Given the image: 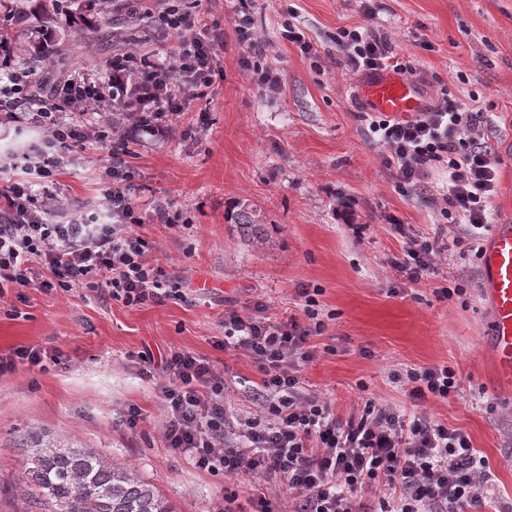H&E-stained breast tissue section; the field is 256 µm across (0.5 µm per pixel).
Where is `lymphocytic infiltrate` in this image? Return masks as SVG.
<instances>
[{
  "label": "lymphocytic infiltrate",
  "instance_id": "obj_1",
  "mask_svg": "<svg viewBox=\"0 0 512 512\" xmlns=\"http://www.w3.org/2000/svg\"><path fill=\"white\" fill-rule=\"evenodd\" d=\"M358 3L364 22L337 32L338 64L354 76L383 69L412 73L410 62L375 30L376 0ZM161 23L180 37L171 61L154 65L132 53L112 62L114 73L135 72L134 84L117 86L115 93H135L140 109L132 113L130 124L150 137L173 130L191 101L206 96L222 71L201 18L173 6ZM234 23L247 49L243 66L259 88L277 91L279 75L257 54L262 38L249 17L235 15ZM13 57L10 38L1 34L0 70H6L7 80L0 83V113L13 119L16 104L28 103L44 136L37 151L10 160L11 167L23 170L24 179L0 184V298L34 286L48 294L91 288L131 307L182 299L179 288L167 287L162 265L152 260L153 246L139 232V208L123 188L133 177L125 162L128 143H107L104 131L74 119L105 102L106 93L77 75L57 89L51 105H44L30 92L32 73L12 70ZM357 117L381 147V160L399 188L418 189L429 167L447 166L441 222L463 228L473 242H480L492 220L499 165L484 141L483 112L443 90L427 111L407 119L368 111ZM78 142L109 144L113 187L106 193V209L65 222L53 185L68 162V150ZM442 253L438 239L411 236L392 266L417 282L433 272ZM301 296L299 319L272 321L260 303L250 314L224 315L218 348L248 353L261 374L262 410L243 421L240 440L227 437L223 372L194 352L170 350L163 360L166 378L159 386L168 410L163 433L168 447L215 473L278 476L282 490L296 501L293 512H358L360 494L376 501L375 512H463L474 505L492 484L485 461L477 457L465 432L420 410L428 400L445 401L459 393L456 371L435 365L397 373L418 409L413 416L368 398L356 413L340 417L327 398L307 393L295 373L297 365L313 359L309 339L326 326L314 293L305 289Z\"/></svg>",
  "mask_w": 512,
  "mask_h": 512
}]
</instances>
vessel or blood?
<instances>
[{"label":"vessel or blood","instance_id":"obj_1","mask_svg":"<svg viewBox=\"0 0 512 512\" xmlns=\"http://www.w3.org/2000/svg\"><path fill=\"white\" fill-rule=\"evenodd\" d=\"M368 111L410 116L426 110L419 84L392 71L371 74L360 85ZM480 289L491 312L492 357L502 383L512 384V216H505L487 239L481 258Z\"/></svg>","mask_w":512,"mask_h":512}]
</instances>
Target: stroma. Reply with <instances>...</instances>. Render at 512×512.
<instances>
[{"instance_id": "stroma-1", "label": "stroma", "mask_w": 512, "mask_h": 512, "mask_svg": "<svg viewBox=\"0 0 512 512\" xmlns=\"http://www.w3.org/2000/svg\"><path fill=\"white\" fill-rule=\"evenodd\" d=\"M120 3L95 0L78 20L54 0H12L11 9L0 8V25L13 30L17 66L49 88L79 73L108 84L113 58L135 45L167 63L179 44L159 25L168 6L209 24L223 78L191 102L175 131L126 133L135 172L127 189L141 207L142 233L157 244L158 262L185 298L131 308L85 288L56 295L30 287L0 299V353L30 346L59 358L45 371L25 363L0 373V512H22L16 438L27 430L133 467L175 512H224L230 495L238 512H254L258 495L274 496L275 478H227L166 448L167 408L137 355L160 359L181 348L207 358L224 373L229 421L239 425L261 409V375L243 352L214 347L224 313L246 314L260 302L272 320L298 317L304 288L318 289L326 323L309 340L314 359L299 367L304 387L344 418L363 392L407 410L394 373L453 367L460 394L425 410L463 430L494 474L493 492L465 512H512V387L492 370L480 261L462 240L419 282L391 266L406 236H437L440 217L425 196L446 185L448 171L435 167L424 191L401 192L368 140L352 101L359 79L337 65L334 47L338 29L364 22L354 0H290L296 25L321 52L317 70L280 40L281 0H140L136 23ZM378 9V31L410 58L425 93L444 87L484 112L485 136L500 161L492 208L502 216L504 201H512V0H378ZM240 11L275 45L267 62L280 74V93H265L242 66L233 22ZM47 41L51 55L35 60ZM111 164L108 148H72L58 177L69 217L101 208ZM244 199L264 219L259 232L230 222ZM160 208L179 213L181 226L162 224ZM391 216L404 232L388 224ZM449 280L468 282L466 296L438 298L436 288ZM132 408L141 413L133 429L126 424Z\"/></svg>"}]
</instances>
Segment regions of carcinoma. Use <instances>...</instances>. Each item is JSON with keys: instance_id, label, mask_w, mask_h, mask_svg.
Returning <instances> with one entry per match:
<instances>
[{"instance_id": "cac0c4a2", "label": "carcinoma", "mask_w": 512, "mask_h": 512, "mask_svg": "<svg viewBox=\"0 0 512 512\" xmlns=\"http://www.w3.org/2000/svg\"><path fill=\"white\" fill-rule=\"evenodd\" d=\"M234 223H261L246 202H237ZM18 449L24 467V512H174L136 470L111 462L93 448L63 444L26 432Z\"/></svg>"}]
</instances>
